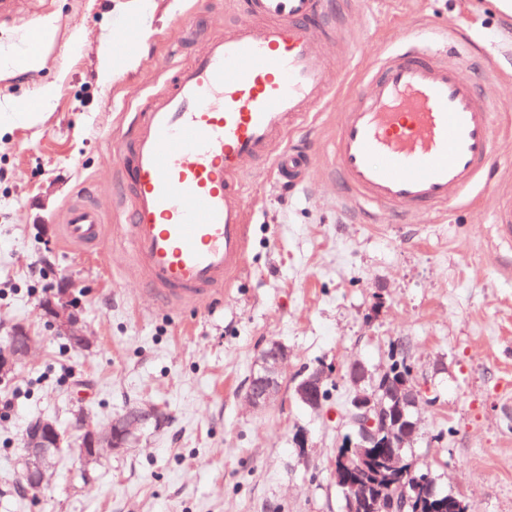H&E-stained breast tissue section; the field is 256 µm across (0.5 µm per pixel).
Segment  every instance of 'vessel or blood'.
<instances>
[{
    "mask_svg": "<svg viewBox=\"0 0 512 512\" xmlns=\"http://www.w3.org/2000/svg\"><path fill=\"white\" fill-rule=\"evenodd\" d=\"M248 22L208 36L189 62L133 113L113 149L133 264L165 300L194 304L228 286L248 241L244 174L274 159L277 175L303 182L308 152L285 147L329 96L318 44L341 17L330 0H241ZM492 114L447 54L407 38L381 54L341 110L335 171L353 201L401 215L447 208L487 170ZM100 211L81 200L61 239L91 247Z\"/></svg>",
    "mask_w": 512,
    "mask_h": 512,
    "instance_id": "vessel-or-blood-1",
    "label": "vessel or blood"
}]
</instances>
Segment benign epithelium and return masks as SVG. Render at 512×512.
Here are the masks:
<instances>
[{"instance_id":"7a95c632","label":"benign epithelium","mask_w":512,"mask_h":512,"mask_svg":"<svg viewBox=\"0 0 512 512\" xmlns=\"http://www.w3.org/2000/svg\"><path fill=\"white\" fill-rule=\"evenodd\" d=\"M39 309L44 318L51 320L58 334L65 337L73 347H88L87 331L68 287L63 286L44 295L39 301ZM34 342L35 337L25 325L15 326L6 343L0 346V377L10 373L18 362L29 355ZM286 357V349L278 342L271 343L263 352L247 391V398L253 406L266 407L277 399L282 389ZM326 377L325 368L320 367L302 379L295 387L298 401L309 408H319V393ZM388 378L389 375L384 371L380 374V383L373 382L364 389L360 388L361 381H353L354 392L344 405L341 420L350 425L357 441L346 439L348 451L342 457L335 456L331 468L333 475L338 478L340 471L353 461V457L362 458L374 448L386 449L384 464L390 472L398 475L388 501L396 512H404L406 506L422 502L432 489L427 479L405 482V478L412 476V469L407 466L403 449L416 432V426L405 418L402 405L416 404L422 392L407 380L388 389ZM160 416V410L153 406L138 408L102 430L89 427L80 419L81 435L77 451L90 464L104 448L120 450L127 447L137 426ZM62 443L63 438L54 419L41 416L27 425L24 447L28 451V463L22 476L31 491L37 493L43 488L52 460ZM339 485L344 492L345 512H363L368 500L366 488L342 481Z\"/></svg>"}]
</instances>
